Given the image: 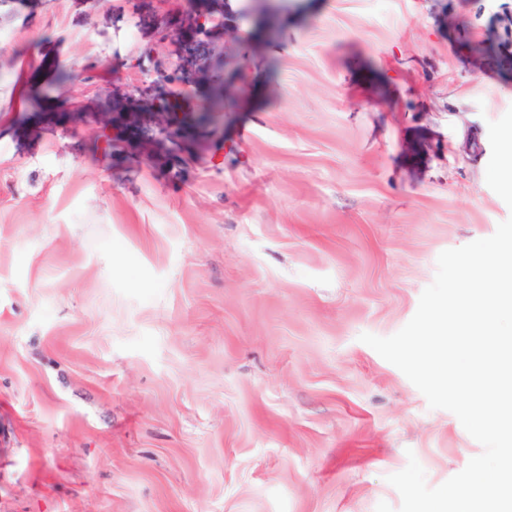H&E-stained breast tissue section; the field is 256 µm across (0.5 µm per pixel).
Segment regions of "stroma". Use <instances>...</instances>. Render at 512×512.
Segmentation results:
<instances>
[{"label": "stroma", "instance_id": "stroma-1", "mask_svg": "<svg viewBox=\"0 0 512 512\" xmlns=\"http://www.w3.org/2000/svg\"><path fill=\"white\" fill-rule=\"evenodd\" d=\"M511 58L512 0H285L200 48L184 0H0V512H399L409 456L461 472L360 336L512 216ZM160 63L228 99L187 154L140 145Z\"/></svg>", "mask_w": 512, "mask_h": 512}]
</instances>
